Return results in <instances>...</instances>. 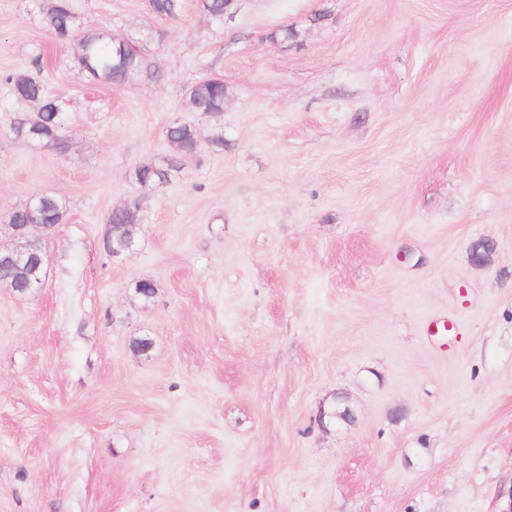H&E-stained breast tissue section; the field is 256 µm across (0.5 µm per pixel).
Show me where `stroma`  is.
I'll list each match as a JSON object with an SVG mask.
<instances>
[{"mask_svg": "<svg viewBox=\"0 0 512 512\" xmlns=\"http://www.w3.org/2000/svg\"><path fill=\"white\" fill-rule=\"evenodd\" d=\"M72 4L148 70L89 80L0 0V75L65 97L69 141L15 139L36 106L0 82V228L68 204L42 288L0 286V512H512V0ZM177 120L223 149L140 187ZM226 86L218 78H206L194 84L189 91V101L194 111L220 112L224 109ZM141 205L139 201H132L131 204L123 211L108 214L106 219L107 229L104 237L105 250L112 258H117L123 253L130 250L134 241L132 238L126 239L124 245L120 248L113 247L118 245L128 234L134 237L136 224H140Z\"/></svg>", "mask_w": 512, "mask_h": 512, "instance_id": "stroma-1", "label": "stroma"}]
</instances>
